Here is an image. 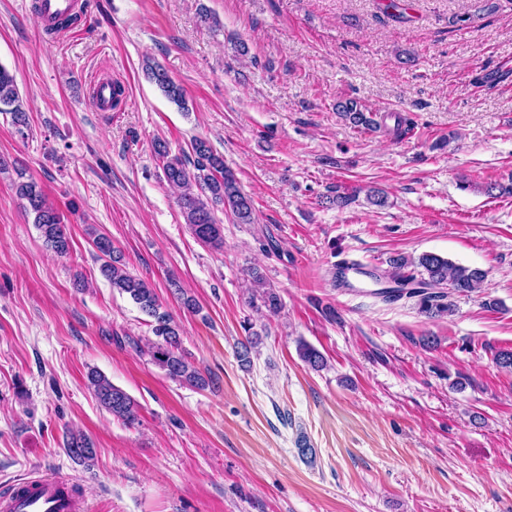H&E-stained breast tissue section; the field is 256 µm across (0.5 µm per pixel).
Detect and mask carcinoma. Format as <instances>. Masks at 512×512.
<instances>
[{"label":"carcinoma","instance_id":"cac0c4a2","mask_svg":"<svg viewBox=\"0 0 512 512\" xmlns=\"http://www.w3.org/2000/svg\"><path fill=\"white\" fill-rule=\"evenodd\" d=\"M145 72L164 95L179 108H186V93L159 64L145 60ZM336 111L346 120L365 129L377 128L373 113L364 111L354 99L336 103ZM0 112L12 114L14 124L28 125V116L20 103V92L12 74L0 67ZM154 150L160 162L166 182L180 191L178 203L185 223L192 234L203 244L215 249L224 248V227L217 212H227L240 224H251L253 203L242 191L238 181L228 167L224 157L214 153L210 143L201 138L192 142L195 154L193 168H188L181 155L171 153L168 144L157 140ZM17 196L26 202V211L33 216V224L40 231L48 248L57 254L70 249V240L65 225L57 210L50 205L38 184L33 180L15 184ZM93 244L100 254V272L119 293L126 294L140 310L154 318L152 328L156 340L148 353L153 362L166 374L183 384L205 388L209 381L186 357L181 348L180 326L173 316L161 310V304L149 283L132 275L123 261L121 251L112 239L104 234H94ZM413 266L417 273H408ZM396 287L389 289L383 298L391 301L403 297L418 298L421 312L430 316L452 312L448 298L453 294L468 295L481 289L486 272L453 263L434 253H424L415 260L396 257L390 260L387 270ZM250 276L257 288L261 306L271 315L278 314L282 301L278 293L267 283L256 268ZM299 356L311 369L320 371L327 365L324 355L311 345L301 342ZM88 386L94 392L101 407L113 416L128 423L138 419V403L125 390L115 386L101 372L92 369L87 373ZM67 453L80 462L94 459L96 451L93 441L82 433H71L66 439Z\"/></svg>","mask_w":512,"mask_h":512}]
</instances>
